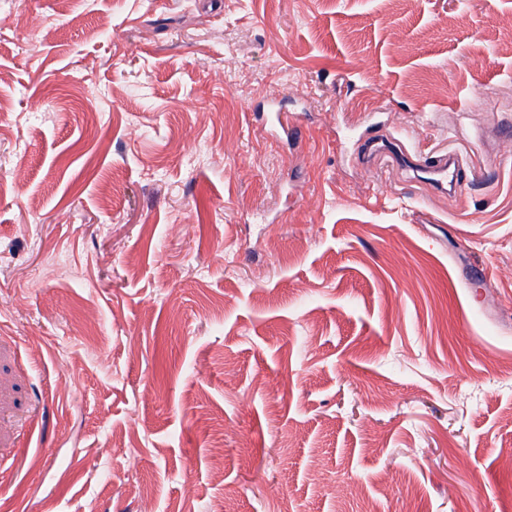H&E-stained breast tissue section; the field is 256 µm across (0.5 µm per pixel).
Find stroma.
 I'll return each mask as SVG.
<instances>
[{
    "mask_svg": "<svg viewBox=\"0 0 512 512\" xmlns=\"http://www.w3.org/2000/svg\"><path fill=\"white\" fill-rule=\"evenodd\" d=\"M507 117L512 0H0V512H512ZM420 157L427 167L425 173L430 176L447 178L454 187H460L462 185L465 170L468 168L467 162H460L451 168V165L454 164V159L447 154H441L440 152L435 156L429 157L428 155L422 156L420 154Z\"/></svg>",
    "mask_w": 512,
    "mask_h": 512,
    "instance_id": "obj_1",
    "label": "stroma"
}]
</instances>
